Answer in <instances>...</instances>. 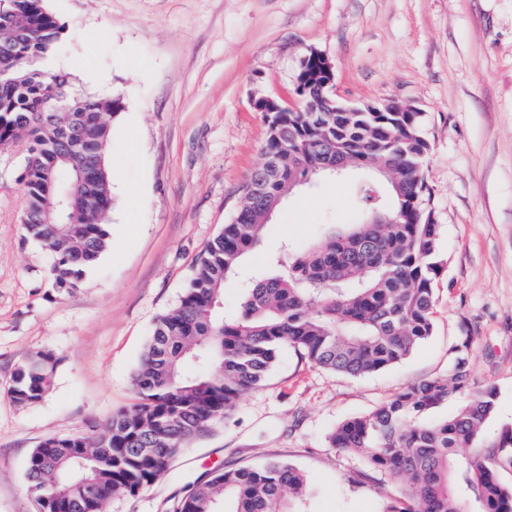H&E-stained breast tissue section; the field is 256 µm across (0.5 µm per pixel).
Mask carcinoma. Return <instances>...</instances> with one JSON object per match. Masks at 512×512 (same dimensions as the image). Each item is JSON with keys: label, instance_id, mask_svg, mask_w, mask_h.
Returning a JSON list of instances; mask_svg holds the SVG:
<instances>
[{"label": "carcinoma", "instance_id": "carcinoma-1", "mask_svg": "<svg viewBox=\"0 0 512 512\" xmlns=\"http://www.w3.org/2000/svg\"><path fill=\"white\" fill-rule=\"evenodd\" d=\"M64 27L46 0H0V151L28 153L24 237L51 258L58 292L76 289L110 245L112 195L107 166L87 193L86 157L105 153L123 98L76 90L70 73L53 70ZM420 112H274L263 154L272 176L254 172L240 187L241 205L201 251L178 303L155 322L132 374L139 403L112 416L93 435L48 437L31 450L27 480L36 512H101V500L135 493L164 475L191 439L227 417L241 394L259 388L287 347L312 365L350 377L393 366L433 330L439 225L430 219L424 168L429 142ZM336 154L386 180L360 187L367 218L295 252L269 255L266 268L240 288L238 307L224 310V284L258 249L282 200L321 174ZM89 196L58 215L68 196ZM422 211L415 222L410 210ZM59 364L38 351L14 369L8 396L18 406L40 402ZM464 350L440 379L412 383L374 411L338 423L329 447L357 452L367 466L402 482L386 512H512V426L494 456L481 450L496 408L486 386L451 417L411 423L474 387ZM470 452L464 453L462 449ZM307 478L269 462L217 471L196 482L175 512H300ZM231 502L233 508L223 510Z\"/></svg>", "mask_w": 512, "mask_h": 512}]
</instances>
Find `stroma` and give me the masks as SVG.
<instances>
[{
    "label": "stroma",
    "instance_id": "obj_1",
    "mask_svg": "<svg viewBox=\"0 0 512 512\" xmlns=\"http://www.w3.org/2000/svg\"><path fill=\"white\" fill-rule=\"evenodd\" d=\"M64 31L54 69L79 90L121 92L107 149L110 247L78 288L58 294L49 259L24 238L23 149L0 153V512H35L26 461L51 436L89 433L138 402L132 372L156 318L175 306L204 246L239 205L262 160L260 94L295 105L301 58L333 65L348 105L396 101L422 114L425 179L440 226L433 333L400 363L362 377L315 367L288 347L228 418L189 441L168 471L102 512H173L218 469L277 459L302 471L301 512H385L396 481L362 455L330 448L339 422L411 383L447 375L466 346L478 386L498 392L484 430L512 425V0H47ZM351 169L298 189L261 247L306 249L364 220L368 181ZM135 210H128V199ZM60 360L39 403L8 397L19 362Z\"/></svg>",
    "mask_w": 512,
    "mask_h": 512
}]
</instances>
